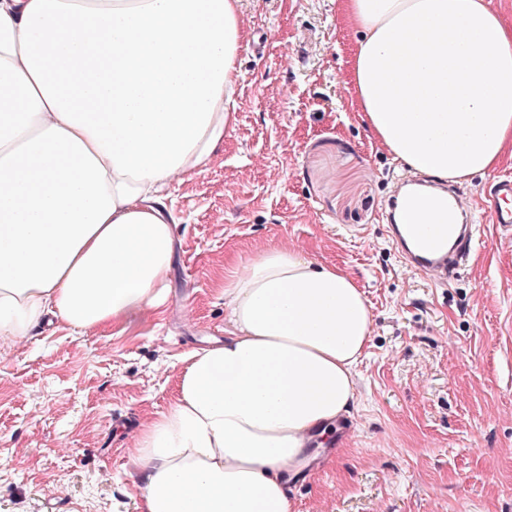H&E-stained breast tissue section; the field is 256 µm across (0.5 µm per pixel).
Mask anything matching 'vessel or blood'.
Wrapping results in <instances>:
<instances>
[{
  "label": "vessel or blood",
  "instance_id": "1",
  "mask_svg": "<svg viewBox=\"0 0 512 512\" xmlns=\"http://www.w3.org/2000/svg\"><path fill=\"white\" fill-rule=\"evenodd\" d=\"M445 201L429 211L424 223L404 225L395 232V242L409 266L440 284L458 274L473 254L479 240L478 225L468 223L469 206L465 193L450 187H436ZM495 204L490 209L492 223L512 229V177L495 182Z\"/></svg>",
  "mask_w": 512,
  "mask_h": 512
}]
</instances>
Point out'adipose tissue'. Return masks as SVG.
<instances>
[{"mask_svg": "<svg viewBox=\"0 0 512 512\" xmlns=\"http://www.w3.org/2000/svg\"><path fill=\"white\" fill-rule=\"evenodd\" d=\"M358 109L409 167L492 171L512 143V26L491 0H343ZM239 0H0V343L163 307L176 224L235 111ZM223 341L132 436L138 512H291L311 447L356 404L373 315L358 283L281 245L223 284Z\"/></svg>", "mask_w": 512, "mask_h": 512, "instance_id": "obj_1", "label": "adipose tissue"}]
</instances>
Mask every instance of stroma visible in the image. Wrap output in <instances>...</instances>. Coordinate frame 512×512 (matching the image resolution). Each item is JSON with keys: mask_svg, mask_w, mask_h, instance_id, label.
<instances>
[{"mask_svg": "<svg viewBox=\"0 0 512 512\" xmlns=\"http://www.w3.org/2000/svg\"><path fill=\"white\" fill-rule=\"evenodd\" d=\"M240 14L236 120L166 191L179 247L163 313L106 332L45 323L0 350V512H134L130 434L175 400L184 354L223 340L225 277L286 243L351 274L374 316L356 406L292 512H512V230L488 208L512 149L461 181L481 238L433 283L389 236L383 200L406 168L355 110L342 0Z\"/></svg>", "mask_w": 512, "mask_h": 512, "instance_id": "stroma-1", "label": "stroma"}]
</instances>
